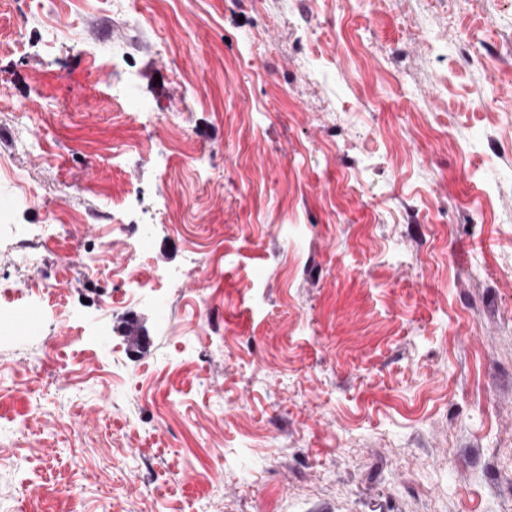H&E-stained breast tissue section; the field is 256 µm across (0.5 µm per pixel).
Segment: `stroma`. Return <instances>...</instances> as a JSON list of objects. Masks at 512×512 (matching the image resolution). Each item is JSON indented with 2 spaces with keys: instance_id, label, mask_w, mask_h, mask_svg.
<instances>
[{
  "instance_id": "1",
  "label": "stroma",
  "mask_w": 512,
  "mask_h": 512,
  "mask_svg": "<svg viewBox=\"0 0 512 512\" xmlns=\"http://www.w3.org/2000/svg\"><path fill=\"white\" fill-rule=\"evenodd\" d=\"M15 29L0 210L72 222L29 243L34 330L0 319V512H512V0H0ZM145 233L165 311L111 273Z\"/></svg>"
}]
</instances>
